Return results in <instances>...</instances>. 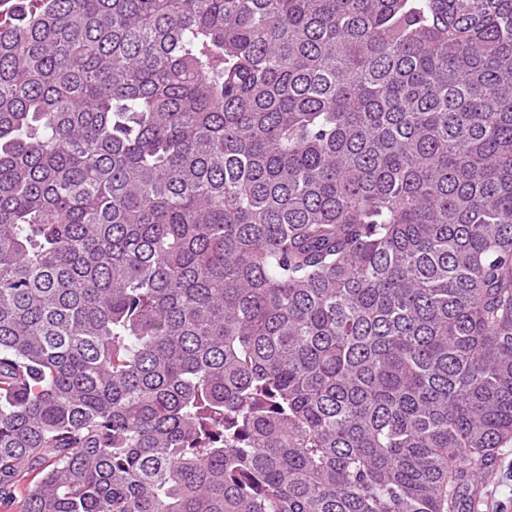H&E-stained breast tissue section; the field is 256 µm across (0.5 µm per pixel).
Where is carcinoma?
I'll return each mask as SVG.
<instances>
[{
	"label": "carcinoma",
	"instance_id": "obj_1",
	"mask_svg": "<svg viewBox=\"0 0 512 512\" xmlns=\"http://www.w3.org/2000/svg\"><path fill=\"white\" fill-rule=\"evenodd\" d=\"M0 23V493L459 512L512 442V0H27Z\"/></svg>",
	"mask_w": 512,
	"mask_h": 512
}]
</instances>
